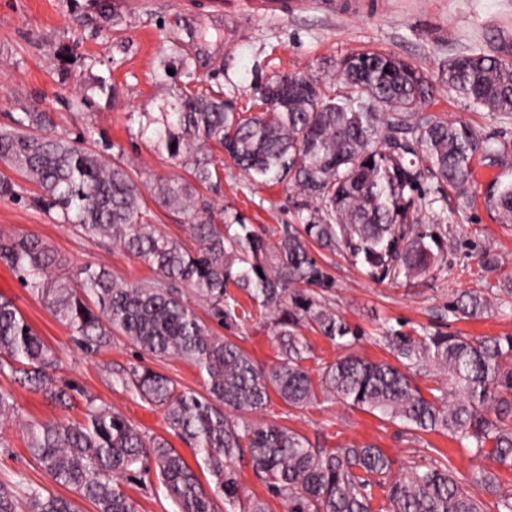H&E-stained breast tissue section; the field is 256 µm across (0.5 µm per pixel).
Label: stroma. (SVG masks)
<instances>
[{
    "label": "stroma",
    "mask_w": 512,
    "mask_h": 512,
    "mask_svg": "<svg viewBox=\"0 0 512 512\" xmlns=\"http://www.w3.org/2000/svg\"><path fill=\"white\" fill-rule=\"evenodd\" d=\"M235 2V11L225 13L214 8L213 0H0V126L9 125L11 116L23 109L35 108L50 114L58 134L73 137L93 127L98 149H110L113 160L121 162L135 182L148 183L184 173L154 151L139 130L149 116L169 108L188 82L220 90L237 110L255 113V89L270 78L300 71L331 82L340 58L377 51L409 61L435 80L428 113L512 139L511 119H496L473 108L439 81L452 57L512 45V0H333L331 10L323 0H305L301 10L277 16L255 14L251 0ZM495 175L511 181L512 159L479 169L478 186L468 197L439 191L436 181H428L433 211L446 217L457 241L448 252L446 272L404 285L378 282L347 255L313 249L335 282L333 307L363 332L356 347L360 356L389 359L379 339L384 326L405 332L426 328L464 336L512 335L510 313L494 310L466 320L448 313L449 303L462 291L512 280V224L497 223L484 203L485 185ZM0 178L14 182L19 193L15 199L0 198V237L38 235L66 271L96 264L131 284L154 278L151 268L123 248L79 236L58 213L34 208L29 199L38 191L36 184L1 164ZM214 198L226 212L241 213L272 239L281 225L300 223L308 215L303 199L291 193L287 183H252L230 165ZM483 248L502 257L496 270L479 267ZM0 295L15 303L54 350L57 377L81 389L64 409L0 377V388L10 389L16 402L15 418L0 421V482L17 484L22 491L39 485L73 501L78 512H95L93 504L72 489L52 483L29 454L24 429L35 421H83L90 398L115 407L148 434L171 439L186 461H193V449L174 439L163 411L117 383L131 367L147 365L179 389L200 393L204 382L192 364L152 359L118 334L97 352L82 350L41 297L1 261ZM227 334L260 366L279 364L280 347L267 318L238 322ZM263 418L322 448L376 444L400 466L442 455L464 476L486 466L448 436L427 433L417 439L400 424L341 404L295 409L276 399ZM123 489L136 512H178L156 478L124 483Z\"/></svg>",
    "instance_id": "obj_1"
}]
</instances>
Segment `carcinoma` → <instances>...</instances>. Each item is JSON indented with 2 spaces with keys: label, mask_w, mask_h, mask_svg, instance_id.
<instances>
[{
  "label": "carcinoma",
  "mask_w": 512,
  "mask_h": 512,
  "mask_svg": "<svg viewBox=\"0 0 512 512\" xmlns=\"http://www.w3.org/2000/svg\"><path fill=\"white\" fill-rule=\"evenodd\" d=\"M512 50L502 44L448 61V91L489 114L512 117ZM340 94L300 72L255 90L260 112L246 115L211 87L185 86L171 111L149 119V141L183 165L189 178L157 179L148 191L162 207L182 210L192 247L147 223L138 184L119 162L91 146L92 131L72 141L46 134L47 112H20L0 128V162L41 188L34 203L57 211L87 238H108L155 270L148 284L118 280L102 266L76 276L39 236L0 237V260L36 291L52 314L97 351L118 333L160 360L197 368L206 393L180 390L166 375L136 366L118 383L163 410L169 428L196 451V466L162 436H152L111 408L87 400L79 424H26L27 449L50 480L73 488L95 512H135L123 480L154 473L179 512H267L264 500L240 503L233 465L249 455L255 475L288 500V512H512V492L484 470L459 477L448 463L395 467L373 443L313 448L299 433L251 421L271 395L290 408L339 403L400 422L410 433L448 435L474 456L512 472V336L468 338L426 328L414 335L387 329L382 339L395 362L354 352L362 331L330 304L334 283L310 254L312 244L349 255L377 281L406 284L437 270L448 225L429 224L432 201L424 182L436 180L466 195L478 160L512 156V140L487 136L462 121L422 113L434 85L413 64L380 52L350 54L336 64ZM176 148H171V144ZM225 156L254 182H288L305 200L303 224H285L278 241L230 217L199 193L217 190ZM484 203L512 224V180L493 179ZM234 286L250 310L228 294ZM229 326L270 317L283 359L266 370L230 338L218 334L185 295ZM512 288L488 286L456 297L448 312L476 318L509 305ZM310 328L348 350L324 362L317 376L302 331ZM56 360L8 299L0 298V376L65 407L76 387L59 383ZM444 377L424 396L416 378ZM213 477L205 487L200 474ZM385 488L377 500L374 488ZM493 497L488 505L483 495ZM27 512H77L50 490L29 487ZM17 491L0 483V512H16Z\"/></svg>",
  "instance_id": "1"
}]
</instances>
